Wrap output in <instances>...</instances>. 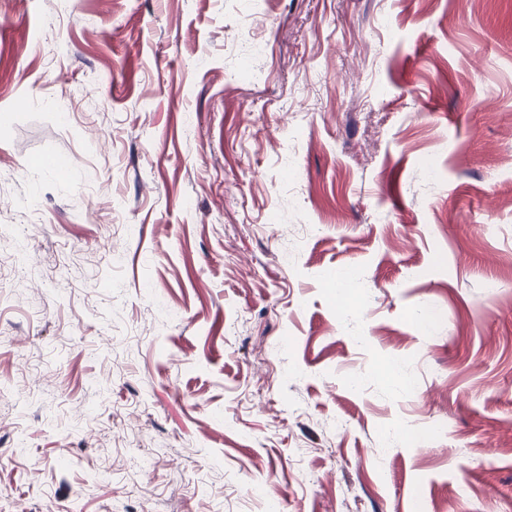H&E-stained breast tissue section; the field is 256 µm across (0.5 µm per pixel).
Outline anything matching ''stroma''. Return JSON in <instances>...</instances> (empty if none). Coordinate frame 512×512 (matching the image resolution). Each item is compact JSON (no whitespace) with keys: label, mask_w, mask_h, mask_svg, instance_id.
<instances>
[{"label":"stroma","mask_w":512,"mask_h":512,"mask_svg":"<svg viewBox=\"0 0 512 512\" xmlns=\"http://www.w3.org/2000/svg\"><path fill=\"white\" fill-rule=\"evenodd\" d=\"M0 512H512V0H0Z\"/></svg>","instance_id":"obj_1"}]
</instances>
